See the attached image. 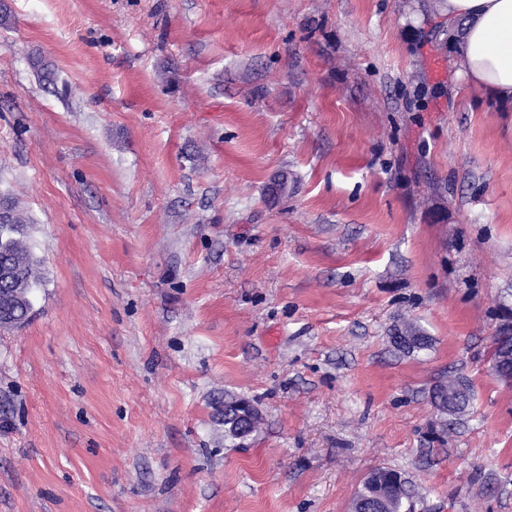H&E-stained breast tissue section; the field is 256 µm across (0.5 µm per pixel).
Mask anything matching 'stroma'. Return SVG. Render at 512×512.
<instances>
[{"mask_svg": "<svg viewBox=\"0 0 512 512\" xmlns=\"http://www.w3.org/2000/svg\"><path fill=\"white\" fill-rule=\"evenodd\" d=\"M432 2L0 0V198L44 272L0 330V512H350L377 467L512 512V106ZM448 391H461L464 397L463 406L459 407L456 412V418L462 416L470 407L473 398L472 388L469 381L462 377H449L448 380L439 381L431 391V401L446 416L440 417L445 425H448L447 407H448ZM434 407V408H435ZM436 410V408H435ZM258 412L253 403L246 399H240L235 405V412L228 411L226 413L224 408V424L234 428L242 439L247 438L252 432L250 427H247L246 422L252 421Z\"/></svg>", "mask_w": 512, "mask_h": 512, "instance_id": "1", "label": "stroma"}]
</instances>
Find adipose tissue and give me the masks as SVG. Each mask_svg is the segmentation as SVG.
Returning a JSON list of instances; mask_svg holds the SVG:
<instances>
[{
	"label": "adipose tissue",
	"instance_id": "adipose-tissue-1",
	"mask_svg": "<svg viewBox=\"0 0 512 512\" xmlns=\"http://www.w3.org/2000/svg\"><path fill=\"white\" fill-rule=\"evenodd\" d=\"M449 25H462L451 66L469 87L512 105V0H440Z\"/></svg>",
	"mask_w": 512,
	"mask_h": 512
}]
</instances>
